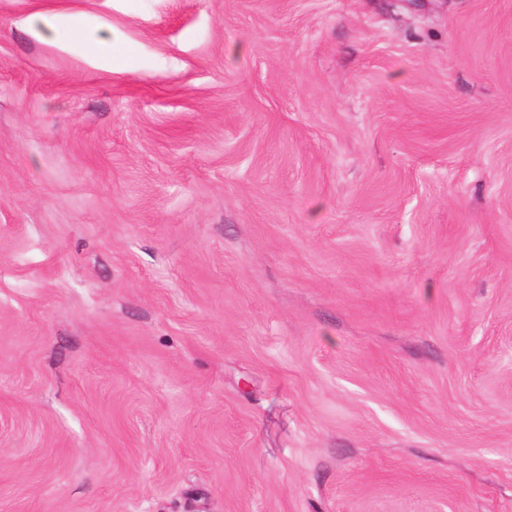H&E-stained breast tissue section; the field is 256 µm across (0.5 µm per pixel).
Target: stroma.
Here are the masks:
<instances>
[{"label":"stroma","instance_id":"35a3bbf8","mask_svg":"<svg viewBox=\"0 0 512 512\" xmlns=\"http://www.w3.org/2000/svg\"><path fill=\"white\" fill-rule=\"evenodd\" d=\"M0 512H512V0H0Z\"/></svg>","mask_w":512,"mask_h":512}]
</instances>
